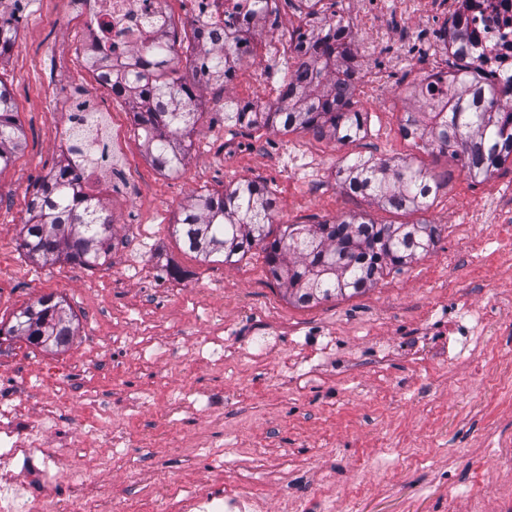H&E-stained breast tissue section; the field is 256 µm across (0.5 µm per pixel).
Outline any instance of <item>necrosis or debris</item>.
I'll list each match as a JSON object with an SVG mask.
<instances>
[{
    "instance_id": "1",
    "label": "necrosis or debris",
    "mask_w": 512,
    "mask_h": 512,
    "mask_svg": "<svg viewBox=\"0 0 512 512\" xmlns=\"http://www.w3.org/2000/svg\"><path fill=\"white\" fill-rule=\"evenodd\" d=\"M70 12L82 16L85 29L81 53L98 63V73L111 79L113 69L136 66L137 51L160 40L168 20L166 0H67ZM380 0H361L351 17L334 18L323 14L309 16L302 32L279 31L277 14L262 0H188L186 19L200 32L205 46L226 49L232 67L252 59V40L245 29L277 34L275 46L297 58L302 42L323 39L332 25L346 28L352 39L372 34L381 57L367 89L374 92L387 86L394 74L386 57L398 51L418 57L420 41L412 23L397 31L379 30ZM431 46L471 55L473 66L483 81L504 86L512 83V0H434L427 19ZM60 152L69 168L80 177L79 190L86 197L111 199L124 158L113 132L111 114L96 112L78 103L64 117L58 141ZM421 328L448 338V359L457 361V336L487 333L489 320L483 308L461 305L448 300L431 306L422 318ZM19 406L11 394L0 391V465L9 467L7 478L0 481V512H97L85 489L88 476L74 469L67 473L75 492L58 498L54 489L62 473L60 458L46 448L33 427L20 425L16 417ZM512 480V462L498 466L494 473L483 475L482 492L470 499V512H512V499L492 495L491 488ZM170 512H263L264 503L246 488L203 490L171 486L162 491Z\"/></svg>"
}]
</instances>
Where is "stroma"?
<instances>
[{
	"label": "stroma",
	"mask_w": 512,
	"mask_h": 512,
	"mask_svg": "<svg viewBox=\"0 0 512 512\" xmlns=\"http://www.w3.org/2000/svg\"><path fill=\"white\" fill-rule=\"evenodd\" d=\"M14 29L12 49L0 56V80L24 140L0 170V323L52 294L70 305L78 330L59 352L1 335L9 357L0 375L18 390L29 421H40L41 410L67 392L71 415L87 423L84 434L53 430L48 421L42 428L65 463L93 473L99 507L121 496L134 512H153L157 479L214 488L232 479L258 492L268 512H279L293 477L320 491L360 476L364 490L356 502L340 504L344 512H468L477 473L498 465L499 443H512V386L484 384L481 364L466 358L445 366L443 337L408 330L435 301L487 302L494 328L483 346L512 357V164L475 181L457 158L402 137L414 68L444 70L447 58L431 50L414 62L398 56L392 86L355 92L353 108L367 113V132L342 143L225 123V99L244 103L261 81L282 80L287 55L269 56L266 36H258L251 65L230 83L200 84L186 165L168 174L148 160L127 104L80 56V24L62 0H32ZM84 95L123 132L133 192L106 202L115 228L102 264L37 263L20 247L27 202L60 164L62 114ZM355 156L404 159L450 180L423 214L385 211L339 186L337 169ZM244 180L267 185L279 222L316 224L356 213L379 224L423 219L441 233L429 255L386 270L363 294L298 307L260 249L232 264L209 262L185 252L175 234L179 209L192 195ZM172 265L184 270L182 279L169 276ZM306 326L331 333L342 349L298 382L287 333ZM261 331L271 334L272 348L254 363L246 351ZM213 334L224 340V362L195 360L194 344ZM161 342L179 360L149 358L148 348ZM200 389L223 392L220 412L178 410L184 392ZM228 448L250 456L232 476L224 469ZM382 466L385 481L376 475Z\"/></svg>",
	"instance_id": "stroma-1"
}]
</instances>
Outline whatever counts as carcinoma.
I'll return each mask as SVG.
<instances>
[{
	"mask_svg": "<svg viewBox=\"0 0 512 512\" xmlns=\"http://www.w3.org/2000/svg\"><path fill=\"white\" fill-rule=\"evenodd\" d=\"M175 41L170 32L142 50L141 66L112 76V93L135 100L138 134L147 155L164 172H178L187 157L188 138L197 119V88L177 76L170 63ZM186 51L196 73H211L215 82L229 81L226 51L200 46L198 35ZM351 51L340 29L308 46L316 64L287 66L282 95L263 115V124L279 132H307L351 141L365 132L367 117L352 109L355 87L340 60ZM415 107L406 113L401 131L423 147L453 154L473 180L492 176L512 159V128L500 119L502 95L472 75L469 64L456 65L448 84L436 90H413ZM224 121L257 126L249 105L224 102ZM23 132L13 112L11 93L0 80V170L9 166ZM78 175L60 165L28 201L29 219L19 233L20 247L34 261L62 259L92 268L108 252L114 235L112 216L77 190ZM337 180L350 195L396 212H425L442 186L441 178L411 162L391 163L357 156L339 167ZM276 199L256 181H240L221 194L191 197L177 219L176 233L185 251L204 259L215 255L235 263L253 248L264 253L271 276L300 306L332 297H352L373 287L389 267L406 265L427 255L439 236L425 221L378 224L363 215H346L319 224H280L272 229ZM76 329L63 300L39 298L19 311L0 335L18 336L36 347H64Z\"/></svg>",
	"mask_w": 512,
	"mask_h": 512,
	"instance_id": "cac0c4a2",
	"label": "carcinoma"
}]
</instances>
